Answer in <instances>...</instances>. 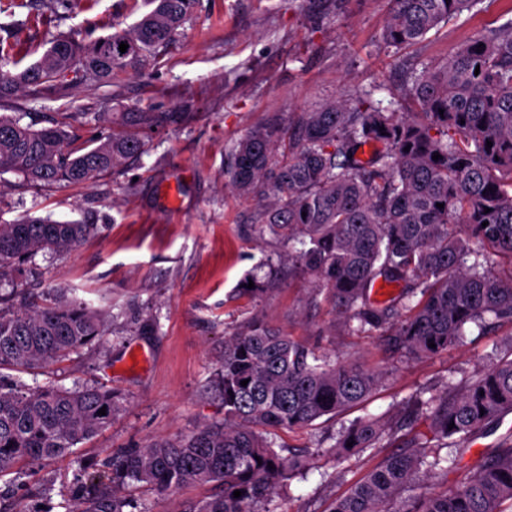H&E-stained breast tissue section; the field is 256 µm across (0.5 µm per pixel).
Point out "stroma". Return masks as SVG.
I'll use <instances>...</instances> for the list:
<instances>
[{
    "instance_id": "1",
    "label": "stroma",
    "mask_w": 512,
    "mask_h": 512,
    "mask_svg": "<svg viewBox=\"0 0 512 512\" xmlns=\"http://www.w3.org/2000/svg\"><path fill=\"white\" fill-rule=\"evenodd\" d=\"M390 8L389 0H197L146 70L116 72L105 84L87 77L39 100L19 92L0 101V114L36 129L71 114L68 132L79 143L111 133V125L96 121L100 112L187 115L181 124L149 131L138 160L85 185L0 176V224L31 215L97 227L74 250L38 252L30 261L36 278L2 283L0 296L42 302L63 288L69 300L98 311L105 327L98 343L36 369L7 371V378L33 389L102 385L120 407L93 438L23 484L0 477V491L12 493L18 507L40 494L47 512H71L86 465L222 421L213 381L224 336L257 318L316 352L356 359L384 374L362 406L281 431V443L302 452L306 475L278 487L261 512H328L333 499L405 445L400 437L340 464L331 449L344 427L361 417H389L422 388L441 390L512 352L508 323L429 358L393 354L379 336L348 331L330 303L313 302L309 278L278 264L282 245L248 223L254 201L224 187L228 148L250 128L328 100L353 107L365 95L408 111L404 71L444 61L485 28L512 19V0H479L420 45L396 49L381 40ZM149 9L148 0H69L64 7L56 0H0V44L14 49L6 67L17 73L31 66L61 35L87 44L129 28ZM252 277L263 292H246ZM148 318L156 332L144 336L139 327ZM135 349L142 354L137 364L130 361ZM510 432L512 413L477 440L462 441L463 469L447 482L419 484L412 496L456 487L466 466ZM213 492L193 482L172 495L127 490L149 512H181Z\"/></svg>"
}]
</instances>
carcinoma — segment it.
I'll return each mask as SVG.
<instances>
[{
    "instance_id": "carcinoma-1",
    "label": "carcinoma",
    "mask_w": 512,
    "mask_h": 512,
    "mask_svg": "<svg viewBox=\"0 0 512 512\" xmlns=\"http://www.w3.org/2000/svg\"><path fill=\"white\" fill-rule=\"evenodd\" d=\"M391 2L382 40L403 47L419 44L478 0ZM150 3L154 7L126 30L88 45L60 37L25 70L0 71V100L21 89L40 99L68 70L76 79L107 82L117 70L145 69L156 49L175 39L196 0ZM122 43L128 44L124 53ZM405 96L414 111L329 100L251 129L230 147L226 188L257 201L250 222L288 245V263L310 277L341 325L383 337L392 352L422 357L464 345L474 326L512 324V277L505 282L493 272L498 258L512 261V20L482 31L444 65L413 76ZM97 118L130 130L75 144L64 121L34 129L0 115V172L32 183L85 184L141 155V130L183 115L102 112ZM95 230L35 216L1 224L0 282L25 272L24 263L38 252L72 250ZM379 280L394 288L385 300L373 296ZM102 336L100 314L62 290L49 305L0 307V369L57 361ZM382 381L380 371L318 355L255 319L224 339L214 380L224 422L113 454L108 477L91 473L82 484L75 512H126L131 502L120 490L131 482L169 495L188 481L220 492L182 512H247L300 469L281 455L279 431L358 406ZM103 407L106 414H98ZM116 412L112 390L102 386L31 390L0 377V477L19 479L26 476L19 465L66 454ZM507 413L512 358L448 383L427 400L404 402L391 419L352 422L332 448L338 462L385 447L419 417L428 434L371 470L331 512H392L389 505L405 487L448 479L461 463L460 440ZM433 441L438 451L430 456L425 448ZM506 500L512 501L509 438L480 457L461 485L404 512H500Z\"/></svg>"
}]
</instances>
